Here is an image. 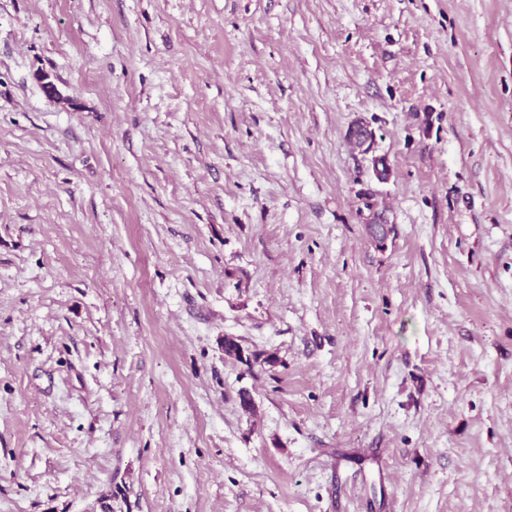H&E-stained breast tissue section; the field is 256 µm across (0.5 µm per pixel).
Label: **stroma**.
<instances>
[{
	"label": "stroma",
	"instance_id": "obj_1",
	"mask_svg": "<svg viewBox=\"0 0 512 512\" xmlns=\"http://www.w3.org/2000/svg\"><path fill=\"white\" fill-rule=\"evenodd\" d=\"M0 512H512V0H0Z\"/></svg>",
	"mask_w": 512,
	"mask_h": 512
}]
</instances>
